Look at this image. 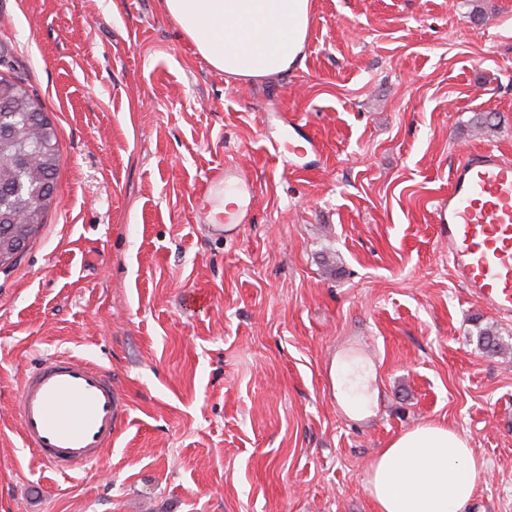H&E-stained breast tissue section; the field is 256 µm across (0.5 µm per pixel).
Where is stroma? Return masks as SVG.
Segmentation results:
<instances>
[{
    "label": "stroma",
    "instance_id": "stroma-1",
    "mask_svg": "<svg viewBox=\"0 0 512 512\" xmlns=\"http://www.w3.org/2000/svg\"><path fill=\"white\" fill-rule=\"evenodd\" d=\"M314 2L301 60L230 81L160 0H0V73L61 154L0 271V512H375L377 453L432 422L485 463L466 512H512V318L454 279L433 215L459 155L512 154V0ZM291 136L304 154H276ZM227 163L255 188L228 240L198 211ZM56 352L127 403L103 459L65 476L31 465L15 408ZM348 353L372 397L352 423Z\"/></svg>",
    "mask_w": 512,
    "mask_h": 512
}]
</instances>
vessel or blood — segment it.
<instances>
[{"label":"vessel or blood","mask_w":512,"mask_h":512,"mask_svg":"<svg viewBox=\"0 0 512 512\" xmlns=\"http://www.w3.org/2000/svg\"><path fill=\"white\" fill-rule=\"evenodd\" d=\"M434 214L455 278L470 296L511 316L512 157L493 148L460 156ZM17 401L32 461L59 474L102 459L126 412L111 372L70 355L30 369Z\"/></svg>","instance_id":"1"}]
</instances>
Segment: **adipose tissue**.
I'll return each mask as SVG.
<instances>
[{"instance_id": "adipose-tissue-1", "label": "adipose tissue", "mask_w": 512, "mask_h": 512, "mask_svg": "<svg viewBox=\"0 0 512 512\" xmlns=\"http://www.w3.org/2000/svg\"><path fill=\"white\" fill-rule=\"evenodd\" d=\"M161 7L196 52L233 80L288 71L314 22L312 0H161ZM367 380L359 358L342 362L340 384L359 414L371 403ZM484 472L463 434L429 423L380 450L367 489L376 512H464Z\"/></svg>"}]
</instances>
